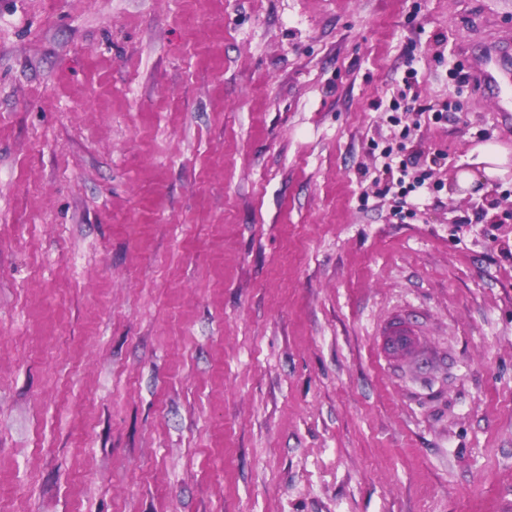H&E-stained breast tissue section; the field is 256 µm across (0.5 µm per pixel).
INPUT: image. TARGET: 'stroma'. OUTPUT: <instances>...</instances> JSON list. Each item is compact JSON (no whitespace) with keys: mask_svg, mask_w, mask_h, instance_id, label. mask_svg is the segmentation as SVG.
<instances>
[{"mask_svg":"<svg viewBox=\"0 0 512 512\" xmlns=\"http://www.w3.org/2000/svg\"><path fill=\"white\" fill-rule=\"evenodd\" d=\"M493 36L512 0H0V512H512ZM507 52L501 44H491L476 59L474 73L479 86L485 90L497 89L502 94L500 112H512V89L501 87V78L498 68L499 59ZM480 152V162L486 165L483 172L487 177H491L499 173V166L507 163V157L504 152L494 145L483 146L480 148ZM414 163L410 160L401 159L399 161V173L396 184L392 182V185H384L382 188L378 189V193L387 195L389 194L394 185L399 189V193L404 198L400 201V206L397 209L395 215H402L404 204H407L406 198L413 192H419L421 190H431V184L427 183V180L430 179V174L426 171H422L419 175H414V173L410 172L409 165H413ZM408 180V182H407Z\"/></svg>","mask_w":512,"mask_h":512,"instance_id":"1","label":"stroma"}]
</instances>
